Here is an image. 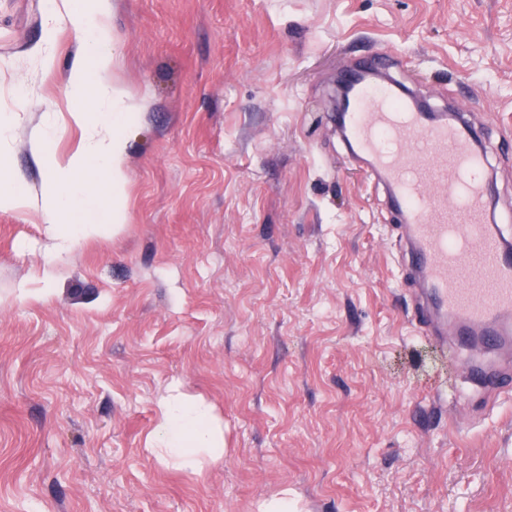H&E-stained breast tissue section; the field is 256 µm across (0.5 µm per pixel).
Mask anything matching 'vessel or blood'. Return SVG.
I'll return each instance as SVG.
<instances>
[{"instance_id":"b4317fda","label":"vessel or blood","mask_w":512,"mask_h":512,"mask_svg":"<svg viewBox=\"0 0 512 512\" xmlns=\"http://www.w3.org/2000/svg\"><path fill=\"white\" fill-rule=\"evenodd\" d=\"M379 70L376 60L358 64L337 121L399 214L416 285L411 320L447 347L474 392L511 400L512 373L499 359L512 350V238L488 215L485 157L468 125L415 108Z\"/></svg>"}]
</instances>
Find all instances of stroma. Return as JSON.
<instances>
[{
  "instance_id": "stroma-1",
  "label": "stroma",
  "mask_w": 512,
  "mask_h": 512,
  "mask_svg": "<svg viewBox=\"0 0 512 512\" xmlns=\"http://www.w3.org/2000/svg\"><path fill=\"white\" fill-rule=\"evenodd\" d=\"M0 0V177L71 154L77 43ZM128 218L41 291L42 211L0 210V512H512V404L458 393L410 321L402 230L348 154L336 79H393L483 135L512 226V0H111ZM224 424L200 473L148 440L172 385Z\"/></svg>"
}]
</instances>
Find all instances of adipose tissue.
Listing matches in <instances>:
<instances>
[{
    "instance_id": "ef3b65f1",
    "label": "adipose tissue",
    "mask_w": 512,
    "mask_h": 512,
    "mask_svg": "<svg viewBox=\"0 0 512 512\" xmlns=\"http://www.w3.org/2000/svg\"><path fill=\"white\" fill-rule=\"evenodd\" d=\"M109 16L110 0H49L50 23H66L80 44L68 86L78 103L71 118L86 135L63 160L46 152L50 130H41L36 140L44 154L41 208L48 245L41 277L48 284L79 243L116 236L127 219L125 129L136 115L109 80L115 59ZM155 435L193 473L201 455H224V431L211 407L179 390L160 402Z\"/></svg>"
}]
</instances>
